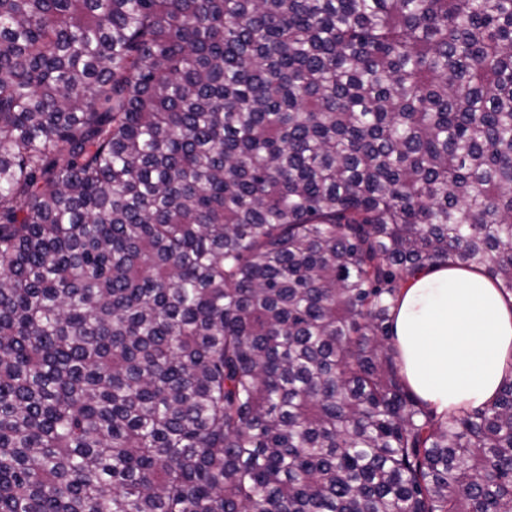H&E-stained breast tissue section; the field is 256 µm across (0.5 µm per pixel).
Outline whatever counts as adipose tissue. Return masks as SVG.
I'll list each match as a JSON object with an SVG mask.
<instances>
[{
	"label": "adipose tissue",
	"instance_id": "1",
	"mask_svg": "<svg viewBox=\"0 0 512 512\" xmlns=\"http://www.w3.org/2000/svg\"><path fill=\"white\" fill-rule=\"evenodd\" d=\"M392 322L402 372L442 413L494 399L512 371V297L483 273L441 266L414 274Z\"/></svg>",
	"mask_w": 512,
	"mask_h": 512
}]
</instances>
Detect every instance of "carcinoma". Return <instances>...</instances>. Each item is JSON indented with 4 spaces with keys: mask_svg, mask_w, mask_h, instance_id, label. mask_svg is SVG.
I'll use <instances>...</instances> for the list:
<instances>
[{
    "mask_svg": "<svg viewBox=\"0 0 512 512\" xmlns=\"http://www.w3.org/2000/svg\"><path fill=\"white\" fill-rule=\"evenodd\" d=\"M512 295V0H0V512H512L409 277Z\"/></svg>",
    "mask_w": 512,
    "mask_h": 512,
    "instance_id": "1",
    "label": "carcinoma"
}]
</instances>
